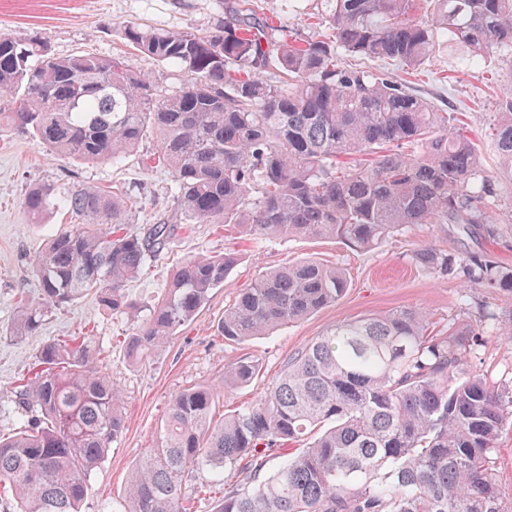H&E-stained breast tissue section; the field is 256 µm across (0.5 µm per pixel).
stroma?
<instances>
[{
    "label": "stroma",
    "instance_id": "stroma-1",
    "mask_svg": "<svg viewBox=\"0 0 512 512\" xmlns=\"http://www.w3.org/2000/svg\"><path fill=\"white\" fill-rule=\"evenodd\" d=\"M225 0H0V33L38 36L52 54L66 57L89 52L101 57L125 56L152 74L159 94L171 96L189 75L180 65L152 62L133 54L120 27L135 22L150 27L203 35L224 22ZM269 16L305 36L319 28L311 15L313 0H258ZM370 69L406 78L414 92L448 112L450 128H463L476 139L483 169L497 184L496 210L503 220L495 234L463 230L458 224H411L361 251L340 240L315 237L261 238L238 225L176 224L166 248L152 256L128 284L130 300L141 308L160 301L179 264L202 255L234 251L239 262L224 287L215 289L195 320L177 331L168 344L138 362H131L126 342L134 326L126 315L102 308L87 295L49 315L32 336L13 333L20 301H35L40 287L33 261L49 234L67 229L74 219L53 209L33 219L23 201L34 184L52 185L57 195L76 186L122 192L131 202L128 229L144 232L170 214L175 181L158 165V146L147 137L136 152L118 163H78L52 158L42 143L18 131L0 132V401L19 380L39 372L38 351L48 340L88 336L99 346L106 371L123 396L124 429L99 468L88 480L81 512H112L121 500L128 476L151 448L165 420L171 397L179 390L219 383L224 368L242 357L262 365L249 386L226 389L216 412L224 414L259 399L280 375L288 357L324 335L337 321L360 319L395 309L424 311L434 330L487 327L491 335L467 357V366L494 384L512 385V292L490 291L462 278L431 274L415 265L412 252L432 245L455 255H488L512 268V178L500 165L493 136L501 95L512 87V57L494 54L480 68H469L460 52L437 46L421 69L403 74L395 65L373 61ZM312 259L342 269L345 294L305 320L267 336L242 343L225 341L217 326L238 289L267 270Z\"/></svg>",
    "mask_w": 512,
    "mask_h": 512
}]
</instances>
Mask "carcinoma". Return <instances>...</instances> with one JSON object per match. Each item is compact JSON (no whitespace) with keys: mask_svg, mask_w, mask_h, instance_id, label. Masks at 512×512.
Returning <instances> with one entry per match:
<instances>
[{"mask_svg":"<svg viewBox=\"0 0 512 512\" xmlns=\"http://www.w3.org/2000/svg\"><path fill=\"white\" fill-rule=\"evenodd\" d=\"M325 39L269 35L253 0H232L205 35L129 22L137 55L175 63L190 78L158 94L150 73L123 58L57 57L37 36L0 34V129L37 138L49 155L121 161L148 135L177 183L174 211L140 234L125 227L129 201L84 186L58 199L49 185L24 195L30 215L53 205L82 219L53 235L33 263L41 290L18 307L16 334L94 292L136 322V362L165 347L221 288L238 256L196 257L145 315L126 287L181 221L246 224L261 236L342 240L359 250L409 224H498L476 144L448 132V113L396 79L345 66L336 49L387 59L405 71L453 41L468 64L512 49V0H319ZM498 152L512 175V91L499 101ZM436 275L512 290V269L432 246L412 253ZM345 274L314 260L265 272L224 308V340L243 342L338 301ZM483 330L432 336L427 314L400 309L344 319L288 357L261 398L222 418L226 388L249 385L259 361L224 368L217 386L176 392L155 447L133 468L116 512H189L190 470L224 484L217 512H512L500 489L497 441L512 426V391L466 369ZM42 369L19 383L0 439V487L17 512H80L88 479L123 428V397L89 337L42 346ZM292 456L276 467L284 443ZM242 479L224 482V471Z\"/></svg>","mask_w":512,"mask_h":512,"instance_id":"carcinoma-1","label":"carcinoma"}]
</instances>
